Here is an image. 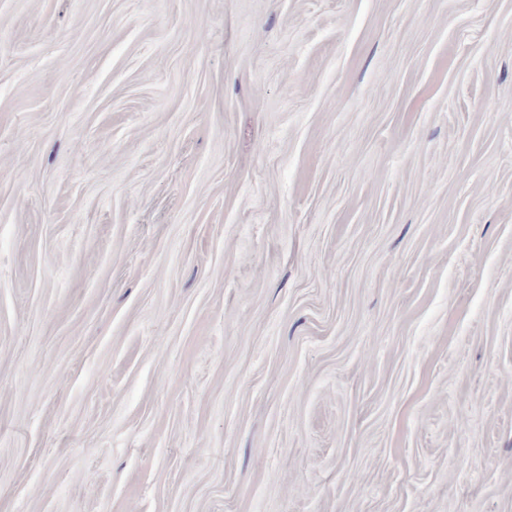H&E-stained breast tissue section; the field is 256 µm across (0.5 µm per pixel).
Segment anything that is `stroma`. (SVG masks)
Listing matches in <instances>:
<instances>
[{
    "instance_id": "obj_1",
    "label": "stroma",
    "mask_w": 512,
    "mask_h": 512,
    "mask_svg": "<svg viewBox=\"0 0 512 512\" xmlns=\"http://www.w3.org/2000/svg\"><path fill=\"white\" fill-rule=\"evenodd\" d=\"M0 512H512V0H0Z\"/></svg>"
}]
</instances>
